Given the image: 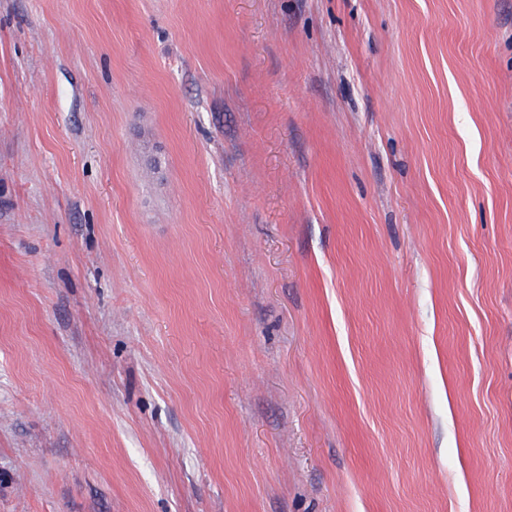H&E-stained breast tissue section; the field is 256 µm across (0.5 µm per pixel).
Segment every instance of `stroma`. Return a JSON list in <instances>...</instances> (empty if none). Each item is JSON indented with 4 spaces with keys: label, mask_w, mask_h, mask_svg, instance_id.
Instances as JSON below:
<instances>
[{
    "label": "stroma",
    "mask_w": 512,
    "mask_h": 512,
    "mask_svg": "<svg viewBox=\"0 0 512 512\" xmlns=\"http://www.w3.org/2000/svg\"><path fill=\"white\" fill-rule=\"evenodd\" d=\"M0 512H512V0H0Z\"/></svg>",
    "instance_id": "35a3bbf8"
}]
</instances>
